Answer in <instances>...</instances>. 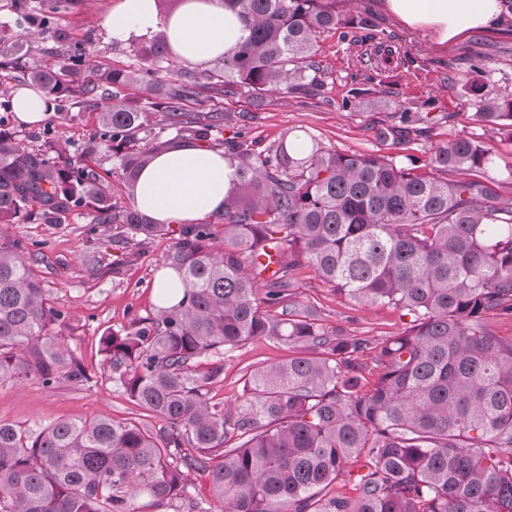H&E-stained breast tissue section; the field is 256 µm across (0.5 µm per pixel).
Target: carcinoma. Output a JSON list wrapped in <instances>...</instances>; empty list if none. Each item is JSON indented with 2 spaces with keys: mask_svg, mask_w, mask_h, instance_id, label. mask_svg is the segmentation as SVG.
<instances>
[{
  "mask_svg": "<svg viewBox=\"0 0 512 512\" xmlns=\"http://www.w3.org/2000/svg\"><path fill=\"white\" fill-rule=\"evenodd\" d=\"M11 2L54 36L45 53L61 62L27 65L0 51V113L15 116L9 79L102 112L74 160L48 127L36 149L0 127L1 225L89 208L119 236L163 239L170 225L112 203L102 158L131 191L170 131L225 147L237 165L222 223L181 225L163 257L182 287L158 289L153 316L100 339L112 382L165 426L109 415L35 428L0 421V512H164L188 500L192 471L208 474L224 512H512V336L484 325L490 313L512 318V198L487 184L488 145L450 141L420 174L313 139L299 153L288 135L252 153L244 129L224 139V113L187 111L203 93L238 88L315 96L317 34L372 19H342L330 0H224L244 36L212 69L177 77L161 35L137 47L148 67L116 71L56 25L64 0L34 14ZM132 82L163 119L118 100L114 88ZM464 88L481 99L476 121L512 127V94ZM304 264L355 303L410 317L380 344L371 387L360 361L369 341L328 332L293 301ZM48 296L28 248L1 241L0 380H88L49 330L62 314ZM259 338L301 353L251 370L233 414L211 396L224 351ZM344 477L358 497H324Z\"/></svg>",
  "mask_w": 512,
  "mask_h": 512,
  "instance_id": "1",
  "label": "carcinoma"
}]
</instances>
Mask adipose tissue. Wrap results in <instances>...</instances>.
Listing matches in <instances>:
<instances>
[{
  "label": "adipose tissue",
  "mask_w": 512,
  "mask_h": 512,
  "mask_svg": "<svg viewBox=\"0 0 512 512\" xmlns=\"http://www.w3.org/2000/svg\"><path fill=\"white\" fill-rule=\"evenodd\" d=\"M503 0H382L383 8L438 46L487 29L503 12ZM114 42L163 34L176 63L203 65L223 56L243 34L224 0H183L161 16L156 0H118L107 19ZM235 178L223 150L193 145L157 150L140 172L134 201L141 213L161 224H192L223 213Z\"/></svg>",
  "instance_id": "1"
}]
</instances>
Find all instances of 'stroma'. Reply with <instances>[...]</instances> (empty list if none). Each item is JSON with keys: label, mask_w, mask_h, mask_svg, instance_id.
Listing matches in <instances>:
<instances>
[{"label": "stroma", "mask_w": 512, "mask_h": 512, "mask_svg": "<svg viewBox=\"0 0 512 512\" xmlns=\"http://www.w3.org/2000/svg\"><path fill=\"white\" fill-rule=\"evenodd\" d=\"M332 2L349 24L322 32L316 39L320 96L239 90L216 101L199 96L189 103V110L215 107L230 114L225 136L245 127L247 145L257 152L285 134L301 132L339 153L373 154L420 168L438 145L457 138L479 140L492 149L488 176L495 193L512 198V130L473 123L470 116L478 109L477 100L463 89L466 81L473 80L488 96L512 94V10L487 31L437 47L423 32L387 13L381 0ZM116 3L73 0L59 23L113 69H140L143 62L134 43H115L107 31L105 20ZM366 14L374 19L373 28L353 25V18ZM480 55L486 56L487 64L472 71L471 63ZM347 99L352 102L348 108L343 105ZM402 110L430 113L433 122L422 134L399 142L381 136V128L396 125ZM98 117V111L73 108L64 114L49 112L44 122L56 125L79 149L97 127ZM6 233L35 252L36 272L51 292L52 307L62 313L52 331L82 361L88 379L52 387L34 378L0 380V420L29 427L106 413L119 421L160 428L158 418L135 406L113 384L102 365L99 340L152 314L160 262L170 240L134 239L126 247H116L111 225L93 223L85 212L64 215L57 224L40 220L12 224ZM94 253L101 255L102 262L93 273L86 259ZM293 280L296 301L314 307L327 330L366 338L372 347L405 328L399 310L386 305L362 308L322 282L309 267L298 269ZM295 354L294 347L264 338L225 352L224 380L212 391L215 400L225 409H235L248 371Z\"/></svg>", "instance_id": "1"}]
</instances>
